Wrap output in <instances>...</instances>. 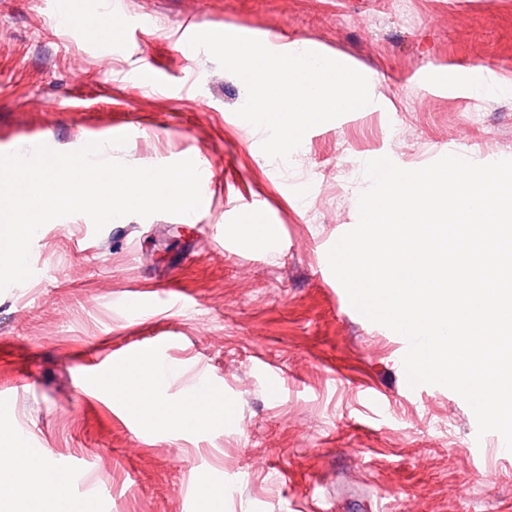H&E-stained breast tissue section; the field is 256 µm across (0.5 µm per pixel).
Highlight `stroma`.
I'll return each mask as SVG.
<instances>
[{"mask_svg": "<svg viewBox=\"0 0 512 512\" xmlns=\"http://www.w3.org/2000/svg\"><path fill=\"white\" fill-rule=\"evenodd\" d=\"M144 28L115 30L112 55L55 20L50 0H0V153L85 136L138 167L193 157L210 178L192 220L131 215L95 231L82 214L44 225L34 278L0 292V433L25 434L51 465L73 460L94 512H200L199 479L223 484L214 512H512V453L479 434L454 391L409 386L395 332L353 313L327 263L358 222L364 164L418 169L460 148L512 159V0H123ZM224 28L298 43L364 74L374 110L308 131L285 167L236 111L243 82L183 30ZM159 82L141 81L145 69ZM482 74L498 91L476 95ZM261 201L279 247L246 240ZM175 285L187 300L131 314ZM168 336L166 398L216 381L236 418L195 432L149 428L92 372ZM276 366L270 378L257 369ZM368 382L382 396L371 403Z\"/></svg>", "mask_w": 512, "mask_h": 512, "instance_id": "1", "label": "stroma"}]
</instances>
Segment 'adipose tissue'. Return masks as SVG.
I'll return each mask as SVG.
<instances>
[{
  "instance_id": "1",
  "label": "adipose tissue",
  "mask_w": 512,
  "mask_h": 512,
  "mask_svg": "<svg viewBox=\"0 0 512 512\" xmlns=\"http://www.w3.org/2000/svg\"><path fill=\"white\" fill-rule=\"evenodd\" d=\"M102 388L113 397L129 401L133 414L146 425L171 427L181 431H196L213 418L233 420L234 407L214 409L205 399L183 401L177 404L166 400L162 391V381L150 365L142 359H133L113 368L110 377L103 380ZM16 439L8 434H0V458L14 457ZM22 472L19 482L0 485V503L7 512H67L68 502L61 497L45 500L41 495L43 486L52 484V467L42 456L29 454L23 459H15Z\"/></svg>"
}]
</instances>
